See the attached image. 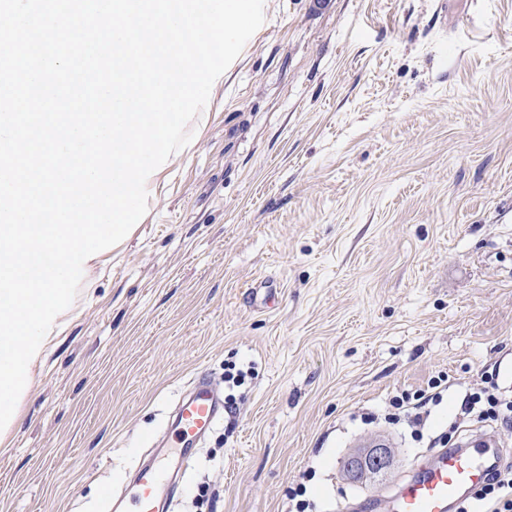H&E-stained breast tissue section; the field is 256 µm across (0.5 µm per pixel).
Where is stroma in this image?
<instances>
[{
    "label": "stroma",
    "mask_w": 512,
    "mask_h": 512,
    "mask_svg": "<svg viewBox=\"0 0 512 512\" xmlns=\"http://www.w3.org/2000/svg\"><path fill=\"white\" fill-rule=\"evenodd\" d=\"M0 450V512H112L206 376L170 512H388L493 376L512 395V0H269ZM244 372L229 386L226 372ZM444 375L422 437L391 398ZM380 440L385 473L344 460ZM223 415L224 399L207 380L196 379L176 405L174 429L168 435L170 455L183 463Z\"/></svg>",
    "instance_id": "1"
}]
</instances>
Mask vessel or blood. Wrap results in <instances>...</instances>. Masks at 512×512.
<instances>
[{
    "mask_svg": "<svg viewBox=\"0 0 512 512\" xmlns=\"http://www.w3.org/2000/svg\"><path fill=\"white\" fill-rule=\"evenodd\" d=\"M224 414V400L205 379H196L176 405L168 435L170 457L141 468L132 486L133 512H159L162 487L175 486L172 459L186 460ZM501 451L494 437L479 435L462 448L435 451L419 474L390 497V512H452L497 467Z\"/></svg>",
    "mask_w": 512,
    "mask_h": 512,
    "instance_id": "1",
    "label": "vessel or blood"
}]
</instances>
